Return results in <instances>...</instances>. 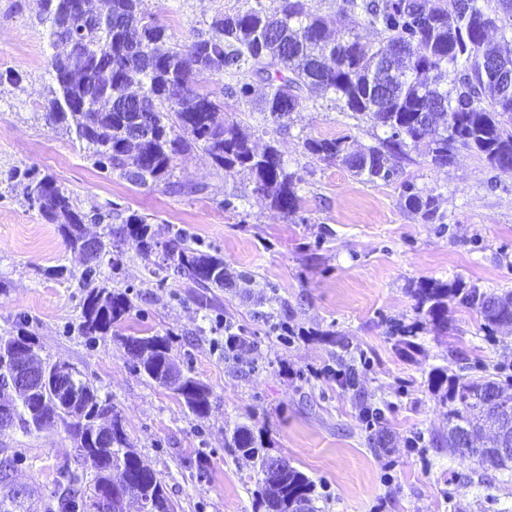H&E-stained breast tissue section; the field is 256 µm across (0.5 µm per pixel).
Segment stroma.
Listing matches in <instances>:
<instances>
[{
    "instance_id": "stroma-1",
    "label": "stroma",
    "mask_w": 512,
    "mask_h": 512,
    "mask_svg": "<svg viewBox=\"0 0 512 512\" xmlns=\"http://www.w3.org/2000/svg\"><path fill=\"white\" fill-rule=\"evenodd\" d=\"M243 3L144 6L181 43ZM38 11L39 0H0V335L29 321L43 354L76 364L121 417L178 512H264L251 462L224 441L243 424L269 455L287 457L313 481L317 512H512V478L429 447L448 418L427 385L436 365L472 377L512 365V330L487 331L475 311L452 303L447 330L424 325L417 348L398 346L392 333L417 320L411 290L419 282L512 290V171L488 168L464 149L454 166L439 169L423 150H410L399 162L404 177L439 196L440 220L424 222L403 208L399 183L367 184L307 153L308 139L348 135L365 147L384 134L313 96L292 112L287 130L255 134L260 146L277 140L299 177L294 214L252 193L247 174L224 175L197 151L178 159L174 179L206 185L207 194L136 187L98 167L74 135L47 125L52 49ZM27 168L73 192L83 211L151 215L157 240L171 227L186 229L218 250L230 272L256 275L258 289H227L200 307L178 277L149 275L136 242L124 237L121 271L102 266L97 281L129 293L135 307L107 340L88 342L76 330L80 288L51 274L57 266L81 270L82 262L24 194ZM263 295L274 300V319L258 314ZM226 322L246 340L236 361L224 358ZM155 333L169 335L176 364L209 387L207 418L133 369L123 337ZM330 334L344 337L347 349L328 343ZM343 352L366 359L353 390L327 375ZM365 405L382 410L387 448L370 447L359 416ZM0 448L15 459L18 482L42 494L76 455L60 427L13 428L0 434Z\"/></svg>"
}]
</instances>
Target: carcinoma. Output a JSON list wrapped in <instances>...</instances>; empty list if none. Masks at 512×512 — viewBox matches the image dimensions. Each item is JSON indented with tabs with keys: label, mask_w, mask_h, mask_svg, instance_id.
I'll use <instances>...</instances> for the list:
<instances>
[{
	"label": "carcinoma",
	"mask_w": 512,
	"mask_h": 512,
	"mask_svg": "<svg viewBox=\"0 0 512 512\" xmlns=\"http://www.w3.org/2000/svg\"><path fill=\"white\" fill-rule=\"evenodd\" d=\"M512 30V0H342L332 14L310 11L306 0H282L269 13L262 7L236 9L211 22L214 36L195 34L187 43L171 41L166 28L145 11L144 0H105L96 9L91 0H42L40 23L50 44L66 47L47 61L52 84L45 103L51 128H65L89 151L102 169L119 172L129 183L148 190L201 195L206 187L173 180L176 160L199 150L227 175L247 172L253 191L272 208L288 215L299 203L294 175L285 168L276 143L258 150L251 134L226 115L224 103L201 93L198 80L226 75L235 83L227 95L241 101L252 96L253 75L265 60L273 62V77L255 104L264 124L288 127L281 102L290 96L333 94L345 111L368 118L387 136L355 150L350 136L308 139L305 150L322 161H336L368 183L391 182L399 169L390 157L405 155L407 142L423 144L432 166L451 165L459 150L475 153L491 169L512 170V93L505 95L484 79L485 60L497 58L512 66V58L487 44V33L499 16ZM349 18L381 35L377 43L356 35L331 40L332 26ZM141 95L142 105L126 98ZM26 195L41 217L58 226L68 247L84 256L78 278L83 303L78 331L105 339L134 308L128 293L95 285L97 269L122 265L113 254L112 236L124 234L138 244L144 269L158 276L172 271L202 289L199 303L211 304L210 290L233 286L224 256L204 251L186 230L178 228L159 242L149 217L132 213L124 226H107L95 239L86 224L103 217L85 213L73 193L54 180L25 172ZM407 210L425 221L437 218V197L420 194L412 182L402 183ZM418 316L437 329L448 327V303L475 311L483 328L492 332L512 323V291L501 293L452 283L421 282L412 289ZM126 353L139 370L182 401L196 417L208 416L210 390L185 376L178 387L164 373L171 358L167 336H128ZM36 356L39 368H73L68 393L73 402L59 405L55 389L25 397L0 383V410H9L26 432L61 425L78 443L76 458L92 478L69 466L58 471L52 492L41 501L43 512H73L77 500L100 490L129 483L130 505L137 510L150 502L157 512H177L157 473L127 444L122 420L100 400L98 389L66 360L45 361L29 323L0 336V375L10 370L15 347ZM429 387L448 408V432L433 436V448H446L472 459L485 471L512 467L506 455L479 445L507 431L512 439V393L497 375L464 377L446 365L433 367ZM229 447L258 465L265 512H314L313 482L288 464L271 471V456L246 425L234 429Z\"/></svg>",
	"instance_id": "cac0c4a2"
}]
</instances>
